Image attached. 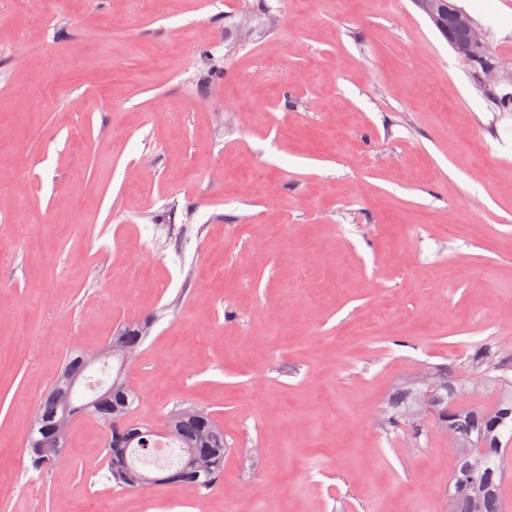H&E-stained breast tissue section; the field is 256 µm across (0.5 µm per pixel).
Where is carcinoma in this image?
Here are the masks:
<instances>
[{
  "mask_svg": "<svg viewBox=\"0 0 512 512\" xmlns=\"http://www.w3.org/2000/svg\"><path fill=\"white\" fill-rule=\"evenodd\" d=\"M149 334L145 324L121 329L123 346L140 348ZM84 349L76 348L65 358L63 368L84 375ZM473 361L482 377L461 378L456 368L425 366L395 389L389 406L383 408L382 421L391 428L408 427L416 432L435 429L455 437L454 467L448 486V512H505L501 485L507 476L505 457L512 453V360L505 361L490 348L474 346ZM124 368H112L111 382L104 393H96L87 416L105 429L104 463L107 478L115 486L132 491L140 488L141 471L128 460L134 447L149 452L155 448L152 427L134 420L139 394L123 387L118 377ZM489 384L493 390L487 402L474 398L475 387ZM78 404L63 378L39 402L30 423L25 448L30 469L37 473L56 462L68 440L60 437L59 425L66 408ZM184 406L167 415L170 434L182 444L180 465L162 476L165 483L185 485L198 495L208 494L224 473V454L228 451L224 429L215 416L205 410L198 415H182ZM118 422L123 440L113 442L112 423Z\"/></svg>",
  "mask_w": 512,
  "mask_h": 512,
  "instance_id": "cac0c4a2",
  "label": "carcinoma"
}]
</instances>
